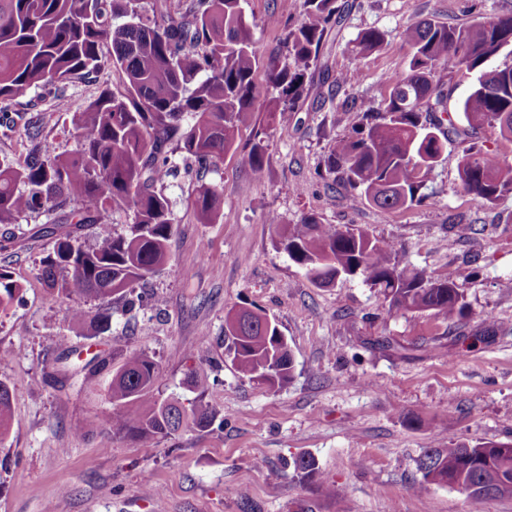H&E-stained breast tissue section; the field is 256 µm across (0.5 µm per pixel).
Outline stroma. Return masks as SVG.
<instances>
[{"label":"stroma","mask_w":512,"mask_h":512,"mask_svg":"<svg viewBox=\"0 0 512 512\" xmlns=\"http://www.w3.org/2000/svg\"><path fill=\"white\" fill-rule=\"evenodd\" d=\"M347 2L342 31L327 35L312 91L288 121L268 123L265 105L277 92L257 68L255 120L235 151L209 171L170 180L169 259L146 284L155 305L116 310L107 332L73 335L65 299L38 278L53 239L28 238L26 218L13 224L16 240L0 250V265L22 284L23 301L0 312V380L13 408L0 441V512H298L304 503L314 512H469L462 493L421 486L416 460L431 446L512 441V196L483 207L467 195L457 144L430 174L422 206L379 208L318 171L361 119L352 102L383 108L388 75L407 67L408 26L424 18L470 24L511 13L512 0ZM243 6L263 53L285 36L271 15L302 18L301 0ZM368 28L383 44L357 54L354 40ZM436 78L453 123L464 125L457 107L475 73L450 61ZM121 85V74L106 68L66 85L58 111H46L38 89L15 109L42 113L57 152H71L73 115ZM258 132L267 144L261 178L243 160ZM202 182L223 188L212 224L193 213ZM272 214L291 225L314 215L391 242L401 264L463 289L464 317L451 324L431 311L393 309L358 277L315 285L280 245ZM454 224L479 232L460 240ZM253 306L288 341L294 370L283 386L252 381L224 351L228 312ZM131 350L155 360L165 398L191 399L188 372L218 378L210 398L223 430H182L146 444L117 436L104 447L98 423L112 412L110 378L90 376L89 363ZM301 456L314 460L311 476L295 471Z\"/></svg>","instance_id":"stroma-1"}]
</instances>
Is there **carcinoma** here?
<instances>
[{"label": "carcinoma", "instance_id": "cac0c4a2", "mask_svg": "<svg viewBox=\"0 0 512 512\" xmlns=\"http://www.w3.org/2000/svg\"><path fill=\"white\" fill-rule=\"evenodd\" d=\"M302 20L286 30L283 51L268 54L266 80L284 107L268 112L281 122L311 92V68L328 31L340 26L345 6L337 0H302ZM408 70L389 79L383 110L340 141L320 177L341 173L353 199L383 208L420 205L426 180L448 145L467 144L459 166L466 194L493 207L512 195V164L473 139L486 129L512 141V65L480 73L460 103L467 128L443 126L435 114L446 111L448 93L435 80L437 66L453 58L468 71L503 53L512 57V15L448 26L419 20L404 34ZM382 44L374 29L360 32L355 47L369 54ZM110 46L104 55V46ZM259 48L246 23L241 0H155L152 13L141 0H0V128L18 131L25 153L0 162V249L14 243L9 225L16 218L47 212L53 219L35 224L30 237L56 238L40 279L68 300L65 320L78 336L106 331L112 303L132 309L146 296L135 285L168 260L173 235L166 183L176 176L179 156L189 168L208 170L234 149L236 135L254 118L255 69ZM122 74L123 89L106 88L74 115L78 147L58 153L44 135L40 116L14 112L12 105L30 90L46 91L53 112L63 87L103 68ZM258 178L264 175L266 145L254 138L246 157ZM222 188L198 186L192 207L200 224L215 222ZM130 211L123 234L112 232V217ZM88 226L99 244L75 245ZM280 244L312 281L330 285L337 275H360L383 289L390 306L433 311L454 322L467 308L464 291L450 279H432L402 267L393 246L363 229L342 231L315 216L280 234ZM21 284L0 268V310L21 301ZM99 301L89 316L80 300ZM224 345L236 369L268 387L291 380L288 342L268 315L250 309L228 315ZM158 366L143 351H129L112 370L107 395L112 415L101 423L105 446L123 435L141 441L167 438L181 429L224 430V415L208 400L206 378L189 376L195 394L190 407L180 399L156 397ZM12 393L0 382V440L11 426ZM138 405L129 411L126 406ZM422 484L457 488L472 512H481L494 488L512 497V441L426 448L416 460Z\"/></svg>", "mask_w": 512, "mask_h": 512}]
</instances>
